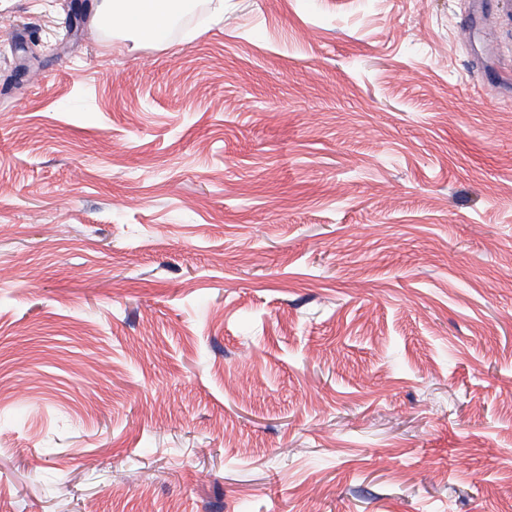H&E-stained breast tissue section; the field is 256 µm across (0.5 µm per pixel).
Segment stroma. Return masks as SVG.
<instances>
[{
	"instance_id": "35a3bbf8",
	"label": "stroma",
	"mask_w": 512,
	"mask_h": 512,
	"mask_svg": "<svg viewBox=\"0 0 512 512\" xmlns=\"http://www.w3.org/2000/svg\"><path fill=\"white\" fill-rule=\"evenodd\" d=\"M99 4L0 0V512H512V0ZM190 5L188 0H101L91 22L112 27V18L116 17L121 29L159 41L170 21L184 14Z\"/></svg>"
}]
</instances>
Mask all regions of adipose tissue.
<instances>
[{"label":"adipose tissue","mask_w":512,"mask_h":512,"mask_svg":"<svg viewBox=\"0 0 512 512\" xmlns=\"http://www.w3.org/2000/svg\"><path fill=\"white\" fill-rule=\"evenodd\" d=\"M189 0H101L93 24L118 22L121 29L150 41L161 40L170 21L184 14Z\"/></svg>","instance_id":"1"}]
</instances>
